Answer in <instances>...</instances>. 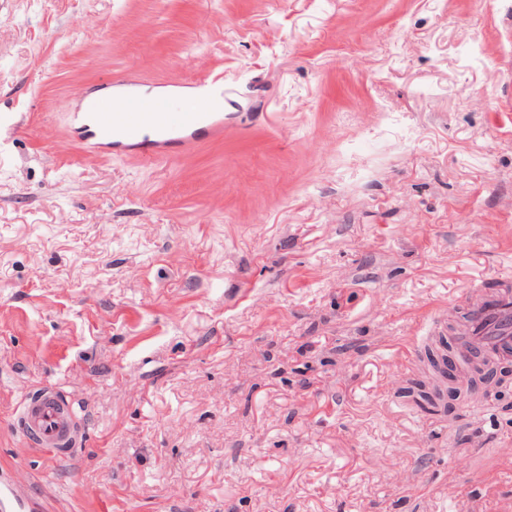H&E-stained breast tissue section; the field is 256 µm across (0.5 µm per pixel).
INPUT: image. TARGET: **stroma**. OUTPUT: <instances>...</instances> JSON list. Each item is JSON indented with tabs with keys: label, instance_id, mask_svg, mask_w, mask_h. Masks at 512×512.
<instances>
[{
	"label": "stroma",
	"instance_id": "stroma-1",
	"mask_svg": "<svg viewBox=\"0 0 512 512\" xmlns=\"http://www.w3.org/2000/svg\"><path fill=\"white\" fill-rule=\"evenodd\" d=\"M224 78V137L86 149L80 89ZM512 274V0H0V476L41 512H512V376L400 392ZM52 390L70 460L16 430Z\"/></svg>",
	"mask_w": 512,
	"mask_h": 512
}]
</instances>
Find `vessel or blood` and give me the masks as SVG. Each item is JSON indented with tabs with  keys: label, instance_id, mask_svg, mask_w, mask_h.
<instances>
[{
	"label": "vessel or blood",
	"instance_id": "1",
	"mask_svg": "<svg viewBox=\"0 0 512 512\" xmlns=\"http://www.w3.org/2000/svg\"><path fill=\"white\" fill-rule=\"evenodd\" d=\"M198 109L173 112L167 97H132L115 105L111 96L89 99L87 109L73 115L76 130L89 150L100 153H137L146 158L171 156L173 150L188 151L202 142L222 136L224 115L209 106L224 89L204 78L192 82ZM462 319L449 324L445 316L433 321L436 330H451L456 361H464L477 349L492 363L512 362V279L502 278L498 288L475 289L456 305ZM26 431L36 437L38 449L60 457L72 447L81 432L80 417L53 391L24 406L20 413ZM32 505L21 490L0 482V512H31Z\"/></svg>",
	"mask_w": 512,
	"mask_h": 512
}]
</instances>
